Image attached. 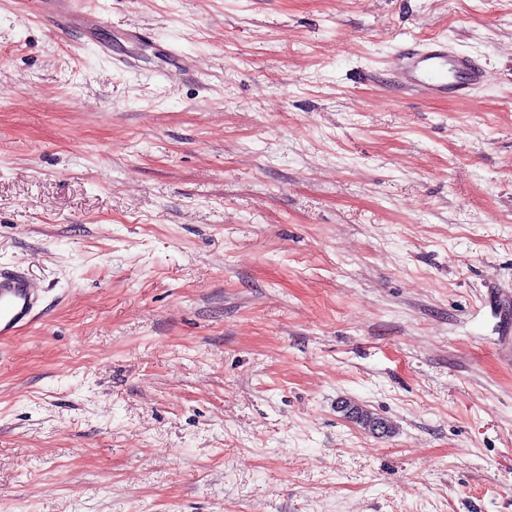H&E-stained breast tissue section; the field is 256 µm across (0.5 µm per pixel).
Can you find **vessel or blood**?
Instances as JSON below:
<instances>
[{"mask_svg":"<svg viewBox=\"0 0 512 512\" xmlns=\"http://www.w3.org/2000/svg\"><path fill=\"white\" fill-rule=\"evenodd\" d=\"M399 78L430 96L464 95L484 86L487 72L440 42L400 53ZM40 287L19 267L0 266V339H7L36 316Z\"/></svg>","mask_w":512,"mask_h":512,"instance_id":"obj_1","label":"vessel or blood"}]
</instances>
